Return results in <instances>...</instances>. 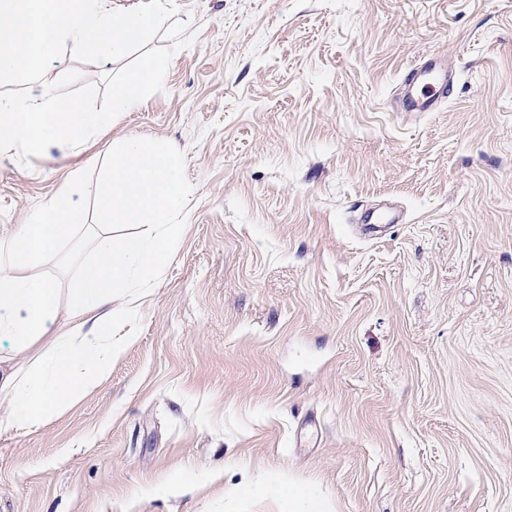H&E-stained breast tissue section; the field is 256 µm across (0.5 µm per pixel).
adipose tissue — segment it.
<instances>
[{"label": "adipose tissue", "mask_w": 512, "mask_h": 512, "mask_svg": "<svg viewBox=\"0 0 512 512\" xmlns=\"http://www.w3.org/2000/svg\"><path fill=\"white\" fill-rule=\"evenodd\" d=\"M184 195L181 160L164 145L135 136L124 138L112 151L98 208L111 222L92 233L95 259L84 265L72 293L77 298L70 318L96 310L100 316L77 337L57 333L60 290L48 278H20L16 269L37 264L54 252L73 231L70 184H63L52 203L30 223L0 241V258L7 273L0 275V335L13 338L15 354L33 350L42 339L53 337L39 368L21 372L0 370V400L12 411L0 417V431L35 427L50 421L82 390L102 376L131 337L110 309L116 295L135 305L143 285L156 281L176 244L181 227L171 221ZM143 224L147 231L134 240L118 241L111 223Z\"/></svg>", "instance_id": "obj_1"}]
</instances>
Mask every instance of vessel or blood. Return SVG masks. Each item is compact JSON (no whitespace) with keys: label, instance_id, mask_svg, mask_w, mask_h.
Returning a JSON list of instances; mask_svg holds the SVG:
<instances>
[{"label":"vessel or blood","instance_id":"b4317fda","mask_svg":"<svg viewBox=\"0 0 512 512\" xmlns=\"http://www.w3.org/2000/svg\"><path fill=\"white\" fill-rule=\"evenodd\" d=\"M456 66L440 55L413 65L401 82L397 101L403 112H435L446 102Z\"/></svg>","mask_w":512,"mask_h":512}]
</instances>
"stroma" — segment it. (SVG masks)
I'll list each match as a JSON object with an SVG mask.
<instances>
[{
  "label": "stroma",
  "instance_id": "stroma-1",
  "mask_svg": "<svg viewBox=\"0 0 512 512\" xmlns=\"http://www.w3.org/2000/svg\"><path fill=\"white\" fill-rule=\"evenodd\" d=\"M175 2L196 39L163 91L0 153V238L79 181L73 241L32 270L65 308L113 145L165 143L187 188L134 343L0 433V512H512V0ZM440 54L447 102L391 111ZM384 204L404 221L359 224Z\"/></svg>",
  "mask_w": 512,
  "mask_h": 512
}]
</instances>
